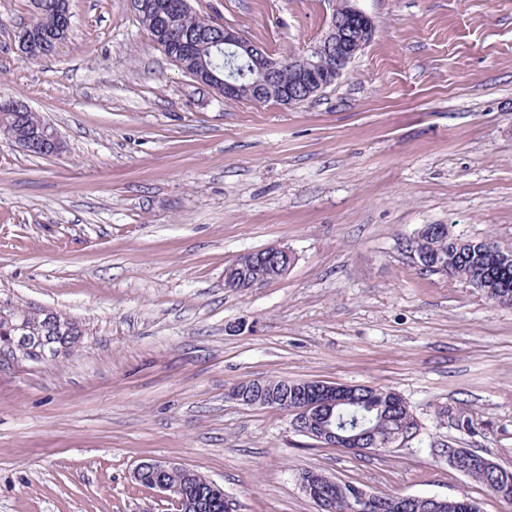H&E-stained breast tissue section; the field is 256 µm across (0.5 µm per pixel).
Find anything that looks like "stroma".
Listing matches in <instances>:
<instances>
[{
	"label": "stroma",
	"mask_w": 512,
	"mask_h": 512,
	"mask_svg": "<svg viewBox=\"0 0 512 512\" xmlns=\"http://www.w3.org/2000/svg\"><path fill=\"white\" fill-rule=\"evenodd\" d=\"M190 4L280 57L320 39L336 0ZM355 4L373 40L285 108L199 86L129 0H70L68 40L29 60L31 0H0V96L65 145L0 141V304L88 331L54 361L0 367V512H173L130 478L151 459L237 512H317L306 471L505 512L447 450L512 469V308L420 273L402 243L448 224L512 245V0ZM272 245L296 257L285 276L225 289L238 254ZM281 378L391 387L419 431L352 454L225 397Z\"/></svg>",
	"instance_id": "obj_1"
}]
</instances>
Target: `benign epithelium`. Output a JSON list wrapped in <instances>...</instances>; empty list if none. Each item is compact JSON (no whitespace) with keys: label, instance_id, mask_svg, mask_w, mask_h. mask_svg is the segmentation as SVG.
Masks as SVG:
<instances>
[{"label":"benign epithelium","instance_id":"1","mask_svg":"<svg viewBox=\"0 0 512 512\" xmlns=\"http://www.w3.org/2000/svg\"><path fill=\"white\" fill-rule=\"evenodd\" d=\"M224 32V51L237 60H260L258 69L252 70V77L243 82L238 76L228 74L220 81L223 87L224 99L237 100L243 96L253 99L266 96V91L274 81L277 72L285 65L291 67L296 78L294 83L279 91L277 102L284 107L295 105L298 96L304 100L318 95L323 89L335 83L343 76L356 54L370 42L375 32V22L359 8L351 5L348 0H340L336 5L328 30L320 40L303 54L284 57H272L268 54L259 55L260 48L238 31L222 27ZM158 35L166 40V46L178 50L180 55H189L195 48L192 38L171 40L167 38V23L164 16H159ZM56 37L50 33L40 34V40L34 42L26 37L20 39L21 52L29 57L32 54H44L55 48ZM0 137L17 144L27 152L39 150L49 156H57L62 152L63 144L57 130L49 123L41 127L38 135L25 133L20 127L0 129ZM295 262V255L285 246L274 245L259 251H248L240 254L224 269V288L230 291H246L265 284L260 279H249L245 270L257 264L267 263L272 266L280 278L288 273ZM44 319L41 328L32 329L12 322L5 317L7 326L13 331L11 348L13 354L3 356L6 363L22 361L39 362L45 353L57 349L58 335L61 325L55 312L43 309ZM318 397L311 400L304 408L306 412L330 411L336 407L337 398L343 386L318 380ZM226 398L238 404L256 408H276L283 414H288V401L275 403L262 396L245 397L232 388L226 393ZM322 446L339 448L354 453H365L362 442L356 437H338L327 429L321 436ZM182 470L186 478L193 476V471L174 462L150 460L139 464L132 472V479L142 480L146 472H153L158 478L153 483V489L169 500L176 512H201L206 508V499L191 498L187 491V482H171L166 479L174 471Z\"/></svg>","mask_w":512,"mask_h":512}]
</instances>
